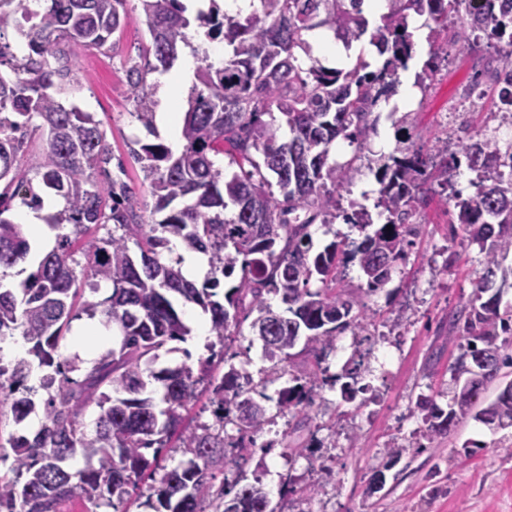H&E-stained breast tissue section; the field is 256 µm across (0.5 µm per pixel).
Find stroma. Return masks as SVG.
Wrapping results in <instances>:
<instances>
[{"label": "stroma", "mask_w": 512, "mask_h": 512, "mask_svg": "<svg viewBox=\"0 0 512 512\" xmlns=\"http://www.w3.org/2000/svg\"><path fill=\"white\" fill-rule=\"evenodd\" d=\"M126 9V25L114 34V48L103 53L76 50L82 89L65 103L99 122L113 155L124 160L132 192L149 206L153 199L144 174L128 156L136 142L164 143L168 137L161 131L148 134L133 115L125 70L137 62L148 32L138 0H128ZM490 55L482 42L470 53L458 54L444 33L435 43L418 47L403 78L420 73L431 57L438 68L418 93L411 123H403L402 112L380 109L362 156H355L354 146L345 142L332 149L337 162L352 159L357 167L352 183L340 192L342 211L374 210L376 162L392 154L403 139L426 154L447 146L460 171L451 189L472 194L471 182L478 174L470 170L460 147L505 131L496 107L498 89L484 85L481 99L463 112H450L449 107ZM414 222L418 234L411 254L398 263L384 288L362 300L360 332L337 333L344 355L332 349L318 357L299 353L287 364L266 356L250 320L234 328L226 357L239 370L262 379V404L275 422L256 438L257 443H270V451L254 454L243 469L215 470V485L234 481L240 473L261 477L284 512H512V428L493 430L470 419L427 447L414 445L425 427L415 407L418 396L435 397L444 409L454 394L452 367L460 349L448 337V320L466 304L474 281L484 272L477 247L463 242L441 189L429 193ZM349 359L361 365L351 400L343 391ZM309 373L317 374V387L310 418L301 422L281 413L277 398L281 388L292 385L294 375ZM394 443L405 451L392 464L387 448ZM379 469L385 485L368 493ZM308 484L317 489L310 499L300 492Z\"/></svg>", "instance_id": "obj_1"}]
</instances>
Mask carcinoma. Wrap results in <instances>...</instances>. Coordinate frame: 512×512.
<instances>
[{
	"instance_id": "carcinoma-1",
	"label": "carcinoma",
	"mask_w": 512,
	"mask_h": 512,
	"mask_svg": "<svg viewBox=\"0 0 512 512\" xmlns=\"http://www.w3.org/2000/svg\"><path fill=\"white\" fill-rule=\"evenodd\" d=\"M127 2L48 0L44 10L32 13L28 0H0V269L26 263L31 253L22 225L11 217L15 200L40 212L44 195H52L63 208L42 220L54 229L72 226L57 234L56 245L18 292L0 290V338L19 329L31 344L26 358L5 364L0 357V418L8 412L15 425L22 424L36 410L37 393L46 394L39 429L7 439L14 462L12 476L0 478V512H59L60 503L75 494L95 507H113L157 467L158 455L149 459L144 450L161 449L173 438L189 460L164 470L159 486L151 488L154 512H277L257 479L241 486L240 475L234 485L218 489L211 483L210 468L224 460V448L236 450L231 462L240 465L252 456L254 436L271 422L250 397L257 387L252 376L232 364L219 375L209 357L198 359L195 368L153 369L160 348L191 334L174 299L209 315L211 350L224 345L229 322L245 310L258 312L252 328L265 350L288 362L302 336L306 348L324 351L336 331L361 329L360 318L351 315L359 295L390 280L417 234L410 218L424 202L425 187L448 188L455 166L448 164L446 146L437 150L436 161L408 147L384 158L376 171V207L386 223L368 233L365 209L344 215L336 210V192L350 183L354 161L336 163L330 146L342 139L358 154L366 148L376 131L375 108L414 57V15L436 34L448 30V17L455 16L459 26L450 41L460 54L484 38L497 55L495 80L506 79L499 87L502 111H512V0H487L477 20L468 16V0H386L374 26L363 13L364 0H259L260 12L246 17L230 15L211 0V11L192 19L181 0H139L150 40L142 46L144 67L130 69L127 83L134 114L150 133L156 101L147 75L174 66L181 48L190 45L195 21L207 28V38L224 42L219 65L207 51L196 53L200 65L184 113L182 151L175 155L161 143H145L134 152L154 198L148 216L127 183L112 177V150L99 123L61 102L81 88L71 50L113 47L110 39L125 26ZM10 29L26 54L17 55L5 40ZM317 29L331 32L347 50L369 37L381 66L369 70L361 53L344 68L322 66L305 39ZM275 111L285 118L286 138L262 119ZM462 150L473 169L478 155L493 156L498 146L487 140ZM220 154L237 166L228 177L215 166L213 157ZM505 167L506 173L498 166L482 170L472 197H449L485 264L467 306L449 322L451 339L462 342L456 373L463 375L469 364L478 372L464 381L446 413L431 398L418 401L426 424L422 437L429 441L469 418L512 427V380L504 381V369L512 368V309L500 311L503 289L512 288V266H503L512 253V154ZM156 214L163 218L154 220ZM340 216L364 232L361 242L348 252L332 242L311 254L310 226ZM109 224L107 236H88ZM168 234L180 238L185 250L207 257L210 277L203 284L183 274L181 260L160 257ZM131 243L140 256L131 254ZM343 258L357 262L364 283L333 286ZM235 273L237 285L219 294L217 275ZM314 277L322 287L313 291ZM101 282L112 285L111 295L76 304L83 288L95 292ZM270 292L282 293L288 316L266 307L263 295ZM84 313L117 332L119 347H107L88 363L77 355L63 359L61 345ZM147 377L161 385L160 409L142 396ZM293 381L280 392L279 407L307 419L314 381ZM203 382L216 406L215 423L189 429L183 412ZM492 387L498 393L487 401ZM89 407L98 410L91 432L81 421ZM228 420L240 433L230 445L224 436ZM79 451L87 466L73 472L66 462Z\"/></svg>"
}]
</instances>
